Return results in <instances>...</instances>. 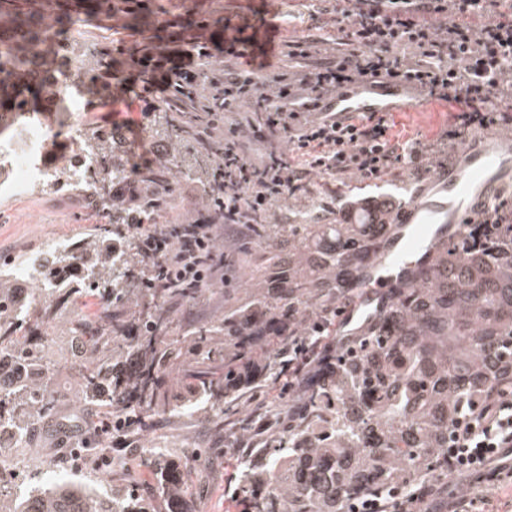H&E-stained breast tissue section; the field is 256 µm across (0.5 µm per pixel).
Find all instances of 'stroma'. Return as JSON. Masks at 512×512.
<instances>
[{"instance_id": "obj_1", "label": "stroma", "mask_w": 512, "mask_h": 512, "mask_svg": "<svg viewBox=\"0 0 512 512\" xmlns=\"http://www.w3.org/2000/svg\"><path fill=\"white\" fill-rule=\"evenodd\" d=\"M153 5L162 6L167 19L180 18L194 21L230 19L233 24L254 30L263 23L277 26L280 39L298 38L307 35L308 14L320 10V0H281L277 12H269L268 0H152ZM88 39L109 43L120 39L125 52L141 47L147 34L132 27L126 19L84 20ZM124 66L127 74L128 92L110 102L93 101L86 114L90 127L108 126L122 129L135 125L144 130L149 121L148 107L139 97L144 82L142 66L128 57ZM452 107L446 102L431 100L425 106L404 112L393 113L395 129L403 137H415L422 143H435L452 124ZM423 183L412 169H403L399 177L377 183H368L353 178L337 191H330L325 180H313V191L309 198H282L273 205L280 221L311 209L313 203L328 199L330 194L343 198L391 196L398 202L409 201L412 193ZM100 216L93 209V199L86 190L61 193L53 187L21 198L0 195V255L19 256L25 263L39 259L43 244L52 239L59 243L74 241L76 235H87L90 227L99 222ZM212 412L205 405H196L193 412L160 418L150 432L134 431L133 445L129 448H113V455L135 467L134 476L140 493L149 494L154 484L151 471L141 467L139 460L147 445L160 443L168 453L181 454L184 442L203 448L214 449L206 473L191 475L189 496L196 504L197 512H238L237 507L224 498V479L238 467L235 457L221 454L224 433L211 422ZM18 470L20 479L9 481L7 488L12 495L35 491L46 479L61 475L81 482L90 488L106 491L111 489V477L97 468L93 462L71 467L68 458L62 457L60 449L51 445L49 438H41L36 448L20 457Z\"/></svg>"}]
</instances>
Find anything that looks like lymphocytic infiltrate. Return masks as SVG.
<instances>
[{"instance_id":"obj_1","label":"lymphocytic infiltrate","mask_w":512,"mask_h":512,"mask_svg":"<svg viewBox=\"0 0 512 512\" xmlns=\"http://www.w3.org/2000/svg\"><path fill=\"white\" fill-rule=\"evenodd\" d=\"M333 38L286 40L287 66L262 72L239 62L248 41L228 48L205 93L172 99V80L194 82L191 63L165 66L147 88L197 129L212 158L207 185L216 190L185 221L167 231L146 224L121 229L150 259L155 287H223L239 245L256 223L272 221L277 200L311 192L320 175L342 184L377 182L408 166L428 172L478 130L512 126V0H346L334 4ZM367 78L414 83L426 98L456 109L440 147L393 133L389 113L319 112L320 101ZM249 111L239 112L240 103ZM344 338H315L302 367L289 371V402L301 407L311 380ZM440 479L416 493L389 498L373 492L360 512H512V388H489L466 425L453 432Z\"/></svg>"}]
</instances>
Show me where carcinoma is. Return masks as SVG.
<instances>
[{
    "label": "carcinoma",
    "instance_id": "cac0c4a2",
    "mask_svg": "<svg viewBox=\"0 0 512 512\" xmlns=\"http://www.w3.org/2000/svg\"><path fill=\"white\" fill-rule=\"evenodd\" d=\"M124 16L152 27L145 50L156 57L168 48V31L151 25L144 0H0V134L21 112H50L52 86L62 72L70 46L62 30L87 17ZM83 87L104 100L125 84L122 62L112 46H84ZM112 69V84L99 82ZM206 68L194 86L175 84L180 98L207 84ZM164 130L181 148L193 151L194 165L183 174L208 175L209 156L195 147L190 127L166 106ZM97 160L95 178L72 181L77 154L62 156L58 176L74 189L89 188L105 201L117 180L129 177L125 154L114 133L97 127L79 147ZM172 154L158 162L145 180L159 187L169 182ZM367 213L347 223L269 224L255 239L242 243L240 257L262 252L252 280L258 287L249 301L224 312L209 326L180 331L156 301L160 290L141 278L143 260L135 251L112 248L114 224L159 225L161 214L142 202L112 210L95 225L90 238L69 252H52L34 276L48 296L25 305L9 278L0 279V378L15 374L12 389L0 386V435L13 447H33L38 429L53 419L63 397L54 377L79 361L78 394L100 414V430L68 448H93L112 456V421L121 418L147 429L155 417L204 402L214 424L238 414V392L229 358L254 357L242 335L258 331L277 347L272 362L260 369L254 385L266 396L275 434L266 446L241 459L238 492L251 512H353L362 492L380 489L389 495L410 493L424 483L422 474L448 452V438L467 419L485 392L512 371V224L501 225L497 238L467 224L461 235L435 247L431 264L414 272L395 289L374 321L336 349L332 360L308 389L303 406L288 410V400L270 391L286 384L281 359L301 362L302 344L322 334L348 298L354 273L374 259L395 232L393 224H369ZM97 300L92 314L72 309L76 297ZM64 322L76 343L72 358L50 359L43 349L51 329ZM191 360L187 369L195 401L168 384L167 377ZM155 475L152 495L136 492L124 468V491L99 493L79 482L57 480L25 497L0 492V512H153L162 502L175 512H193L184 496L182 471L206 464L211 450L191 448L184 463L167 458L160 448L146 449Z\"/></svg>",
    "mask_w": 512,
    "mask_h": 512
}]
</instances>
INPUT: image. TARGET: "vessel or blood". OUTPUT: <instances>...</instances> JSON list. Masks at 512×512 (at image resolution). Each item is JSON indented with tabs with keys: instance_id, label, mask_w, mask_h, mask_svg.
<instances>
[{
	"instance_id": "1",
	"label": "vessel or blood",
	"mask_w": 512,
	"mask_h": 512,
	"mask_svg": "<svg viewBox=\"0 0 512 512\" xmlns=\"http://www.w3.org/2000/svg\"><path fill=\"white\" fill-rule=\"evenodd\" d=\"M406 83L366 81L349 91L326 97V112H401L418 105ZM512 180V131H489L469 140L447 161L436 166L428 181L395 214L397 232L377 259L361 267L350 286L357 306L348 310L345 322L356 315L373 318L392 288L413 271L427 266L435 246L457 236L466 220L480 215Z\"/></svg>"
}]
</instances>
